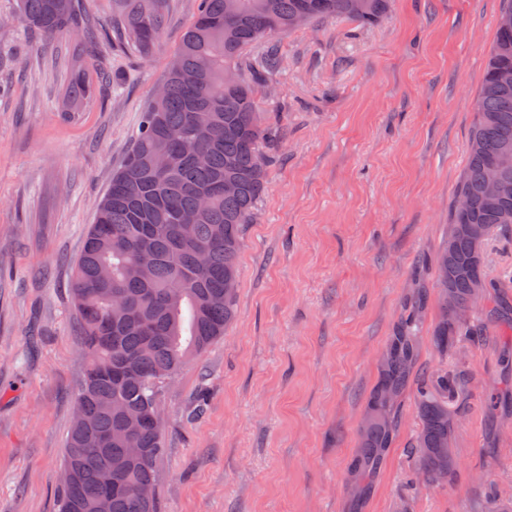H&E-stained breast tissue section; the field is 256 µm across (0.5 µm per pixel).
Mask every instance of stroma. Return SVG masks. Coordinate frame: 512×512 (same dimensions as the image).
<instances>
[{"label":"stroma","instance_id":"35a3bbf8","mask_svg":"<svg viewBox=\"0 0 512 512\" xmlns=\"http://www.w3.org/2000/svg\"><path fill=\"white\" fill-rule=\"evenodd\" d=\"M147 57L91 45L111 95L63 111L68 36L25 30L0 0V512H57L64 448L88 356L71 288L85 232L123 163L197 0H166ZM500 0H392L379 24L318 22L243 56L280 67L257 90L265 189L243 233L237 313L160 394V512H487L489 485L512 496V435L486 399L512 353L505 329L444 357L422 315L418 368L464 367L456 474L416 484L417 429L400 430L370 488L349 490L358 426L380 358L421 265L448 233L467 162L476 94ZM494 287L471 314L512 303V227L487 247Z\"/></svg>","mask_w":512,"mask_h":512}]
</instances>
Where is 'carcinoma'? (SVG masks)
<instances>
[{
    "instance_id": "obj_1",
    "label": "carcinoma",
    "mask_w": 512,
    "mask_h": 512,
    "mask_svg": "<svg viewBox=\"0 0 512 512\" xmlns=\"http://www.w3.org/2000/svg\"><path fill=\"white\" fill-rule=\"evenodd\" d=\"M477 97V120L468 144V164L457 196L469 201L453 209L448 237L437 251V319L433 340L439 352L463 341L482 340L483 328L460 322L457 309H472L476 280H488L486 248L497 229L512 225V164L500 169L501 193L486 194L490 168L512 155V0H502ZM73 0H20V21L49 36L78 28ZM120 22H89L99 42L129 45L149 55L167 30L164 0H118ZM390 0H199L163 78L164 96L143 113L133 146L102 197L87 229L72 295L89 363L76 402L82 419L67 437L57 512H158V498L139 500L144 484L157 485L164 455L162 419L145 410L159 403L163 380L187 358L224 336L236 314L242 232L266 183L269 160L260 146L270 128L255 98L258 75L242 72L244 51L263 38L328 19L374 25L388 14ZM85 37L73 46L65 111L78 112L101 88L86 80ZM165 153L170 166L151 160ZM231 178L235 193L215 186ZM483 229L480 241L470 233ZM426 293L411 301L391 336L380 380L364 410L358 452L349 465L353 487L369 486L400 425L404 392L415 387L419 428L412 447L425 486L442 475L455 451L451 415L468 394L459 372L430 378L416 371L420 317ZM490 323L512 324V306L489 311ZM491 512H512V501L488 486Z\"/></svg>"
}]
</instances>
